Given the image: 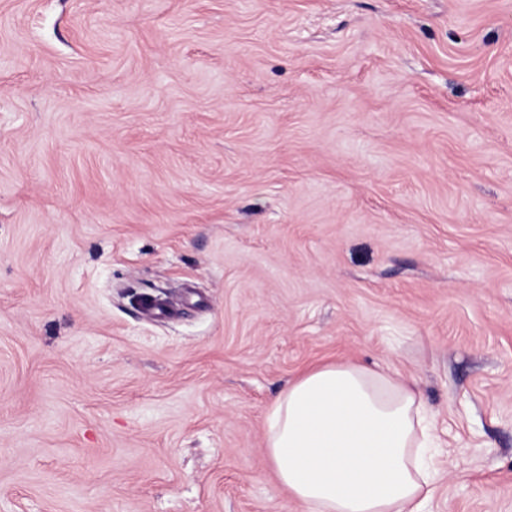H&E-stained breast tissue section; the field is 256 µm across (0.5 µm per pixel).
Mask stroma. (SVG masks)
Segmentation results:
<instances>
[{"label": "stroma", "mask_w": 512, "mask_h": 512, "mask_svg": "<svg viewBox=\"0 0 512 512\" xmlns=\"http://www.w3.org/2000/svg\"><path fill=\"white\" fill-rule=\"evenodd\" d=\"M332 360L512 512V0H0V512H303Z\"/></svg>", "instance_id": "stroma-1"}]
</instances>
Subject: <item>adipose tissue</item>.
Here are the masks:
<instances>
[{"mask_svg":"<svg viewBox=\"0 0 512 512\" xmlns=\"http://www.w3.org/2000/svg\"><path fill=\"white\" fill-rule=\"evenodd\" d=\"M426 403L390 368L319 365L267 413L265 448L305 512H422L434 493Z\"/></svg>","mask_w":512,"mask_h":512,"instance_id":"1","label":"adipose tissue"}]
</instances>
